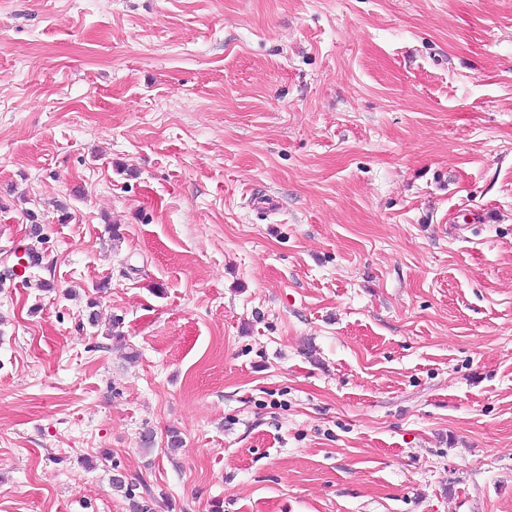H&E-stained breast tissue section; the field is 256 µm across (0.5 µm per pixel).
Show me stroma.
Listing matches in <instances>:
<instances>
[{
	"label": "stroma",
	"instance_id": "35a3bbf8",
	"mask_svg": "<svg viewBox=\"0 0 512 512\" xmlns=\"http://www.w3.org/2000/svg\"><path fill=\"white\" fill-rule=\"evenodd\" d=\"M116 472L512 512V0H0V512Z\"/></svg>",
	"mask_w": 512,
	"mask_h": 512
}]
</instances>
